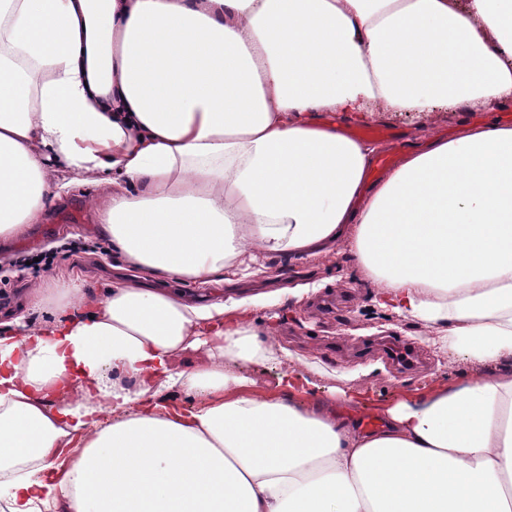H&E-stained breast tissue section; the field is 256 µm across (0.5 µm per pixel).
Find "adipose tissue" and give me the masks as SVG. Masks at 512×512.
Here are the masks:
<instances>
[{
  "mask_svg": "<svg viewBox=\"0 0 512 512\" xmlns=\"http://www.w3.org/2000/svg\"><path fill=\"white\" fill-rule=\"evenodd\" d=\"M508 102L512 0H0V238L89 183L113 251L158 282L42 283L37 324L0 328L9 512H512V370H491L512 359V126L431 137L371 187L377 145L329 121ZM338 240L479 368L371 435L257 396L268 333L165 288ZM201 346L211 364L174 368Z\"/></svg>",
  "mask_w": 512,
  "mask_h": 512,
  "instance_id": "adipose-tissue-1",
  "label": "adipose tissue"
}]
</instances>
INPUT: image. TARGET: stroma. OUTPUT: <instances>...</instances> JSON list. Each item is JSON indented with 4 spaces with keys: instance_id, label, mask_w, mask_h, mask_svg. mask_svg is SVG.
<instances>
[{
    "instance_id": "1",
    "label": "stroma",
    "mask_w": 512,
    "mask_h": 512,
    "mask_svg": "<svg viewBox=\"0 0 512 512\" xmlns=\"http://www.w3.org/2000/svg\"><path fill=\"white\" fill-rule=\"evenodd\" d=\"M338 127L387 128L407 138L427 134L451 135L463 124L482 122L512 125V104L493 112H436L428 116L384 113L363 121L350 114L333 119ZM98 189L76 184L48 202L41 223L30 225L18 239H0V322L20 315L34 284L64 276L78 278L86 291L100 294L116 277L135 279L136 271L120 270L89 201ZM82 238L100 243L93 255H58L50 268L17 269L14 255L35 254L53 239ZM264 273L232 284H180L184 298L205 303L216 296L239 299L261 292L276 293L266 306L238 309L239 317L260 327H272L278 346L289 356H277L255 366L250 375L260 394L285 393L304 402H322L349 420L356 415L386 418L391 407L414 402L437 391L459 386L474 374L473 365L427 346L429 330L382 308L377 289L356 273L355 261L343 243H335L315 258L262 256ZM402 341L416 351L419 363L411 370L396 369L377 343Z\"/></svg>"
}]
</instances>
